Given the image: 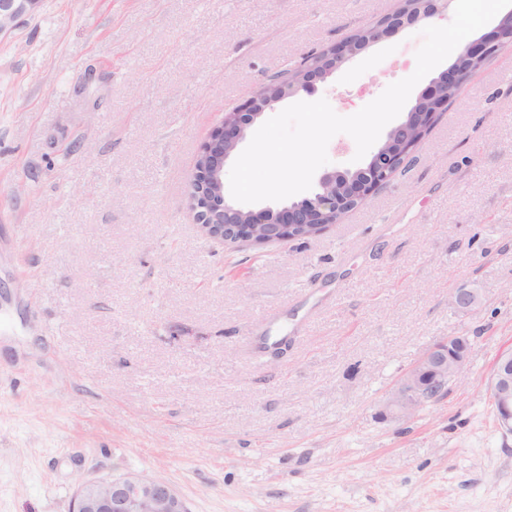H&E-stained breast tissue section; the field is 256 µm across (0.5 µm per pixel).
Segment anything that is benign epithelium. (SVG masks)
<instances>
[{
  "label": "benign epithelium",
  "instance_id": "benign-epithelium-1",
  "mask_svg": "<svg viewBox=\"0 0 512 512\" xmlns=\"http://www.w3.org/2000/svg\"><path fill=\"white\" fill-rule=\"evenodd\" d=\"M40 0H0V37L15 30L22 20L33 15ZM448 0H414L412 7L401 8L370 26L366 39L346 37L290 71L274 74L264 89L248 96L237 108L224 113L196 156L189 187V206L203 235L227 245L243 243L269 245L315 236L339 223L350 211L366 204L386 187L398 172L403 159L412 151L433 124L437 115L448 109L472 68L450 67L439 74L418 97L429 106L426 112L412 111L395 126L369 162L354 172H326L313 196L273 209L244 211L229 204L224 196V165L244 140L246 130L271 104L300 92L315 90L337 67L416 20L441 16ZM512 40V11H508L489 33L467 45L461 56L483 65L494 57L503 42ZM451 305L475 311L481 304L480 290L458 288L450 296ZM471 341L467 336H450L434 344L408 368L384 403L386 416L407 417L417 409L440 401L449 385L465 372ZM496 406L499 429L512 435V351L497 358L488 387ZM71 512H188L178 491L164 480L129 473L84 481L77 487Z\"/></svg>",
  "mask_w": 512,
  "mask_h": 512
}]
</instances>
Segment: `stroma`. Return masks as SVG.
<instances>
[{
	"instance_id": "obj_1",
	"label": "stroma",
	"mask_w": 512,
	"mask_h": 512,
	"mask_svg": "<svg viewBox=\"0 0 512 512\" xmlns=\"http://www.w3.org/2000/svg\"><path fill=\"white\" fill-rule=\"evenodd\" d=\"M398 5L41 0L0 38V512H70L79 481L131 472L189 512H512L487 390L512 349V43L321 234L231 247L189 210L225 112ZM424 27L314 99L355 114L413 73L396 58ZM459 335L464 379L383 417ZM453 307L463 311H475L481 304L480 290L476 288H458L450 296Z\"/></svg>"
}]
</instances>
